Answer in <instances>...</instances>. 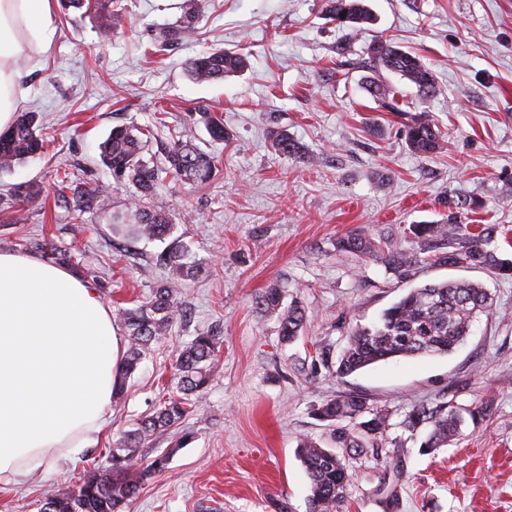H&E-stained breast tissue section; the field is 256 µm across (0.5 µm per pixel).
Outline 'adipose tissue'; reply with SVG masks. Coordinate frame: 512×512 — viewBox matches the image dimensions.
Here are the masks:
<instances>
[{
  "mask_svg": "<svg viewBox=\"0 0 512 512\" xmlns=\"http://www.w3.org/2000/svg\"><path fill=\"white\" fill-rule=\"evenodd\" d=\"M54 0H0V132L25 96L20 58L51 46ZM123 349L97 287L68 266L0 252V485L94 446Z\"/></svg>",
  "mask_w": 512,
  "mask_h": 512,
  "instance_id": "obj_1",
  "label": "adipose tissue"
}]
</instances>
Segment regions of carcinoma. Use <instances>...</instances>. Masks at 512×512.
Instances as JSON below:
<instances>
[{
    "label": "carcinoma",
    "mask_w": 512,
    "mask_h": 512,
    "mask_svg": "<svg viewBox=\"0 0 512 512\" xmlns=\"http://www.w3.org/2000/svg\"><path fill=\"white\" fill-rule=\"evenodd\" d=\"M112 0H63L66 9H85L90 15H101L100 28L106 36H115L122 26V15L108 9ZM204 0H183L181 16L171 26L155 32L152 46L164 51L189 39L197 31V23ZM325 15L333 22L359 34L373 24L374 17L364 0H325ZM369 67L374 71L366 84V91L390 112H398L399 91L385 81L384 73H392L408 80L420 94L436 92L434 75L421 57L410 51L374 40L367 46ZM246 57L236 51L211 48L189 59L187 70L192 78L201 82L224 79V76L246 67ZM197 122L203 124L214 141H223L227 132L223 121L211 112L199 113ZM151 129L114 127L100 143V159L112 172L118 184L134 187L130 212L134 221L115 214L112 216V233L135 240H160L171 238L174 224L169 215L150 205V198L162 176L189 184H203L212 180L219 168L210 153L199 148L193 136L181 132L161 146L163 165L146 159L147 143ZM443 134L432 116L420 111L406 125L405 142L408 149L420 156L429 157L441 149ZM46 140L40 113H21L12 128L0 135V171L40 155ZM271 147L275 153L314 161L303 145L284 131L271 133ZM55 206L63 209L70 220L85 222L84 215L107 213L110 201L97 187L73 186L67 178L54 185ZM410 233L426 244H433L429 260L440 266H475L500 274L512 272V259L503 257L486 247V241L495 233V227L486 224L476 231L468 224H461L452 215L444 224H413ZM43 256L72 265L76 251L61 248L52 237L35 242ZM336 249L376 260L394 272L403 273L422 261L420 252L406 251L400 247L382 246L364 233H350L336 242ZM155 262L167 268L169 278L154 287L145 301L134 307L117 309L119 320L128 337V349L117 371L113 384L114 398L122 399L126 381L137 370L153 346L169 335L182 309L178 295L184 284L199 277L205 268L189 261L186 246L178 239L154 255ZM257 305L266 313L276 316L278 335L283 343L297 340L306 326L307 314L302 301L294 298L284 302L282 292L269 288L258 297ZM494 313L493 301L482 285L469 281H440L412 288L401 299L385 309L378 322L370 328L355 327L347 335L346 345L337 365L328 363L325 352L317 357L328 371L337 376L349 375L372 364L400 358L448 354L461 344L470 332L471 325L480 315ZM220 338L200 333L177 351L174 362L173 383L169 396L146 414L137 427L127 432L119 446L112 449V468L108 471H84L76 486L68 491L44 493L40 512H123L125 505L138 495L148 477L163 472L173 451L155 456L144 468L136 467L137 450L157 432L176 425L190 410L192 404L207 389L219 365ZM490 412V405L482 404L464 411L448 402L432 407H413L403 424L408 429L427 425L430 430L421 448L431 452L448 445L463 434L467 421L477 423ZM315 415L328 423L335 448H325L317 441L303 438L298 443V457L309 478L307 512H342L351 486L345 456L336 452L343 448L362 453L372 449L377 460L385 463L391 480L383 483L385 503L392 506L397 501V484L403 479L404 470L398 465L402 449L379 454L390 414L386 409L371 408L356 394H346L324 400Z\"/></svg>",
    "instance_id": "cac0c4a2"
}]
</instances>
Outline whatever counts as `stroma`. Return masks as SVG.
<instances>
[{"instance_id":"obj_1","label":"stroma","mask_w":512,"mask_h":512,"mask_svg":"<svg viewBox=\"0 0 512 512\" xmlns=\"http://www.w3.org/2000/svg\"><path fill=\"white\" fill-rule=\"evenodd\" d=\"M180 2L118 0L123 31L108 40L81 11L57 10L51 49L29 77L19 109L41 113L48 143L42 157L0 174V251L32 253L46 235L75 246L106 282L109 308L145 300L166 279L153 262L162 245L113 240L102 218L60 219L56 175L105 188L112 209L126 210L132 188L115 184L99 159L118 125L152 128L156 161L171 133L192 129L220 172L206 184L165 180L151 200L207 269L181 290L183 319L128 380L96 444L0 488V512H40L46 490L71 489L88 468L109 469L115 444L162 399L177 348L208 330L224 338L220 373L179 425L139 448L142 466L174 454L124 512H271L284 502L306 512L298 442L328 443L314 409L347 393L391 412L386 437L404 446L406 479L397 507L386 510L377 495L384 468L369 453L348 457L344 512H512V277L426 261L398 274L335 248L363 231L418 249L410 225L442 223L448 200L461 197L480 203L461 210L462 222L496 225L490 248L512 255V0H366L375 22L359 35L328 20L324 0H205L193 39L151 51L155 29L175 22ZM373 40L416 51L433 71L437 90L426 96L398 76L389 81L406 92L408 112H429L440 127L435 155L412 153L402 135L407 113L377 107L365 91L369 72L353 62ZM214 46L243 53L247 67L214 82L189 78L187 61ZM203 109L222 118L226 140L195 123ZM274 130L288 131L316 162L276 154ZM27 182L42 186L38 200L16 199ZM14 208L25 223L11 222ZM449 279L482 282L496 308L453 353L343 378L312 364L319 348L339 356L352 327L375 322L409 289ZM272 287L307 310L301 338L287 346L275 317L256 305ZM440 401L486 402L491 412L459 440L420 454L423 431L402 421L412 407ZM184 435L188 444L176 448Z\"/></svg>"}]
</instances>
